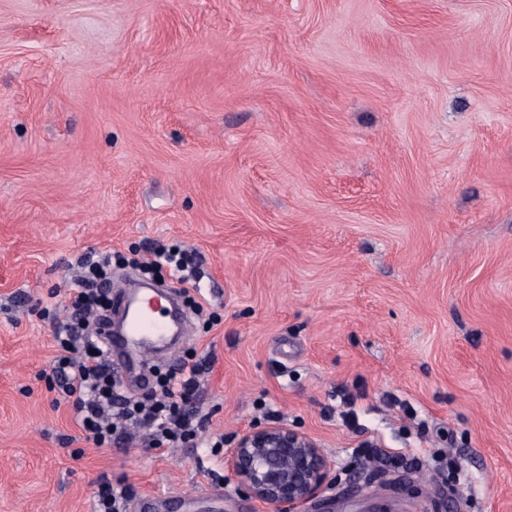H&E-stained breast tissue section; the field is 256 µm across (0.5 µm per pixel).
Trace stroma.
I'll return each instance as SVG.
<instances>
[{
	"label": "stroma",
	"instance_id": "obj_1",
	"mask_svg": "<svg viewBox=\"0 0 512 512\" xmlns=\"http://www.w3.org/2000/svg\"><path fill=\"white\" fill-rule=\"evenodd\" d=\"M159 244L205 271L154 363L205 364L204 425L98 448L46 384L64 295ZM273 410L334 463L298 512H512V0H0V512L104 473L257 512L210 444Z\"/></svg>",
	"mask_w": 512,
	"mask_h": 512
}]
</instances>
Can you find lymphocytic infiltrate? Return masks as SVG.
Masks as SVG:
<instances>
[{"label":"lymphocytic infiltrate","instance_id":"lymphocytic-infiltrate-1","mask_svg":"<svg viewBox=\"0 0 512 512\" xmlns=\"http://www.w3.org/2000/svg\"><path fill=\"white\" fill-rule=\"evenodd\" d=\"M82 262L86 274L68 291L71 322L66 335L56 339L49 379L71 404L83 440L98 448H121L131 429L145 428L151 450L192 443L202 428L193 408L202 365L185 360L179 368L158 374L156 389L137 398L125 395L107 348L91 335L88 321L89 313L100 316L112 308L111 297L97 286L112 260L88 255Z\"/></svg>","mask_w":512,"mask_h":512}]
</instances>
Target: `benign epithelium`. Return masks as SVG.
<instances>
[{"instance_id":"1","label":"benign epithelium","mask_w":512,"mask_h":512,"mask_svg":"<svg viewBox=\"0 0 512 512\" xmlns=\"http://www.w3.org/2000/svg\"><path fill=\"white\" fill-rule=\"evenodd\" d=\"M225 464L234 474L237 490L273 512H296L333 480L334 465L318 444L286 426L243 431Z\"/></svg>"}]
</instances>
